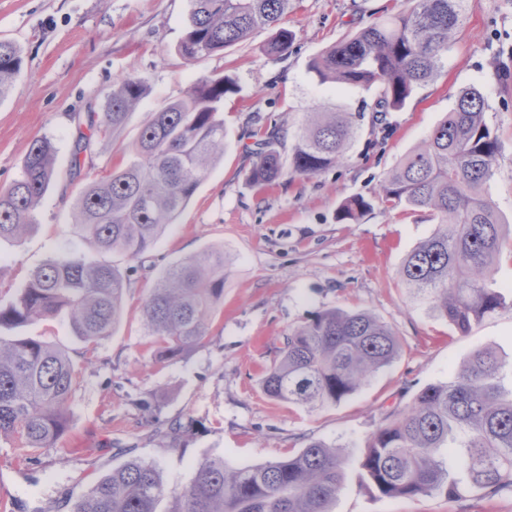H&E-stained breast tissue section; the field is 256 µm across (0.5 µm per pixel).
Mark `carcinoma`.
Segmentation results:
<instances>
[{
  "mask_svg": "<svg viewBox=\"0 0 512 512\" xmlns=\"http://www.w3.org/2000/svg\"><path fill=\"white\" fill-rule=\"evenodd\" d=\"M179 51L195 61L245 42L257 28H273L272 55L290 51L295 35L283 27L294 0H189ZM404 6L338 41L309 63L320 82L374 92L372 103L347 112L333 103L305 113L283 152L280 126L263 124L252 136L255 161L245 175L261 191L284 176H315L347 157L366 110L384 113L405 102L441 69L464 22L469 0H402ZM20 50L0 40V101L21 70ZM228 76L202 77L183 99L151 113L133 146V159L90 184L73 213L72 232L105 252L131 260L150 249L188 204L224 154V98ZM147 94L141 79L117 82L89 128L117 135ZM476 87L459 91L453 108L420 146L383 179L379 199L424 214L431 234L407 255L400 278L413 300L460 334L504 305L494 288L496 265L512 224L498 212L488 183L498 153ZM55 147L30 145L21 175L0 191V241L19 244L36 225L35 209L54 175ZM91 159V137L73 142L72 165ZM373 208L361 196L336 211L357 222ZM224 249H208L167 266L141 305L145 335L159 359L177 362L208 342L207 319L224 303ZM129 274L114 265L87 264L68 254L31 274L17 299L0 306V327L60 317L87 345L113 335L124 313ZM395 333L374 314L328 308L296 326L261 379L272 400L308 409L337 405L397 356ZM75 368L70 356L29 336H0V435L18 447L53 446L70 426ZM460 449V483L441 449ZM348 459L340 446L312 440L295 453L263 464L231 468L222 457L195 465L191 483L175 493L174 512H330ZM361 467L369 484L390 498L512 489V367L492 348L473 351L448 381L428 384L410 407L368 441ZM170 490L157 465L131 458L101 476L71 512H156Z\"/></svg>",
  "mask_w": 512,
  "mask_h": 512,
  "instance_id": "cac0c4a2",
  "label": "carcinoma"
}]
</instances>
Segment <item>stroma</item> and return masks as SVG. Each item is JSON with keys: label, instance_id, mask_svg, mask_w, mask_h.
Segmentation results:
<instances>
[{"label": "stroma", "instance_id": "obj_1", "mask_svg": "<svg viewBox=\"0 0 512 512\" xmlns=\"http://www.w3.org/2000/svg\"><path fill=\"white\" fill-rule=\"evenodd\" d=\"M400 0H296L285 21L295 33L288 55L267 51L271 30L244 45L191 62L178 51L188 0H0V40L17 45L22 70L0 101V190L19 178L31 143L56 147L55 179L22 244L0 241V306L15 300L32 271L69 253L88 262L132 268L125 311L95 350L67 321L47 318L18 328L68 351L77 373L69 431L55 446L22 455L0 437V512H70L73 501L128 457L156 462L164 483L182 489L195 463L220 456L233 468L287 457L312 439L342 445L345 486L330 512H512V491L459 500L442 495L389 498L367 485L360 460L367 439L393 412L407 409L424 386L450 380L471 351L491 346L512 365V251L502 250L495 276L505 305L468 335L416 306L398 282L407 254L434 225L424 215L377 202L380 184L401 157L427 137L465 87L481 90L485 119L498 141L489 193L512 223V0H471L466 19L436 78L383 125L364 117L350 157L311 177L281 179L256 192L245 183L252 164L245 136L255 117L292 136L306 112L336 102L357 111L372 92L320 83L310 61L370 23L371 12ZM227 75L237 91L224 100V157L155 245L132 260L99 253L71 232L80 190L129 162L147 116L183 97L202 76ZM144 80L148 92L125 129L94 137V164L72 166L71 148L101 112L113 83ZM372 201L359 222L337 221L350 197ZM221 246L231 257L224 304L208 320V342L183 360L161 365L144 333L141 302L160 269ZM366 310L399 340V355L341 403L311 411L268 398L259 380L289 330L313 312ZM190 429L171 440L176 420Z\"/></svg>", "mask_w": 512, "mask_h": 512}]
</instances>
